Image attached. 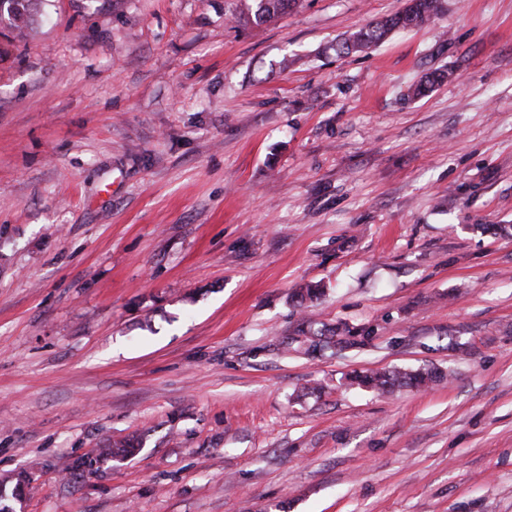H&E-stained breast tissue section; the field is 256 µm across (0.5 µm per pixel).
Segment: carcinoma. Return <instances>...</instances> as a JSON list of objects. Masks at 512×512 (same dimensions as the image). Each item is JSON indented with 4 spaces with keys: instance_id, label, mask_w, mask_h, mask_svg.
Here are the masks:
<instances>
[{
    "instance_id": "obj_1",
    "label": "carcinoma",
    "mask_w": 512,
    "mask_h": 512,
    "mask_svg": "<svg viewBox=\"0 0 512 512\" xmlns=\"http://www.w3.org/2000/svg\"><path fill=\"white\" fill-rule=\"evenodd\" d=\"M40 2L41 0H0V18L8 17L12 27L21 29L33 19ZM443 2L444 0H407L402 11L343 34L337 42V51L349 54L367 50L382 42L394 29L406 26L409 21L422 27L443 12ZM295 3L296 0H251V4L246 6L245 16L254 24L261 25L287 12ZM300 334L303 335V339L299 340L300 347L307 355L325 348L342 350L369 340V334L364 333L357 337L346 325H338L334 329L311 335L302 329ZM445 378L447 375L440 370H427L414 373L369 372L356 374L351 377V381L369 387L381 395H388L403 386L423 387ZM135 451L134 445L127 440L113 442L100 449L96 456L77 459L67 465L66 469L91 470L103 459L126 458Z\"/></svg>"
}]
</instances>
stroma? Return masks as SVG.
Segmentation results:
<instances>
[{
	"instance_id": "1",
	"label": "stroma",
	"mask_w": 512,
	"mask_h": 512,
	"mask_svg": "<svg viewBox=\"0 0 512 512\" xmlns=\"http://www.w3.org/2000/svg\"><path fill=\"white\" fill-rule=\"evenodd\" d=\"M244 3L0 23V481L32 474L17 512H512V0L350 54L406 0ZM340 322L369 341L287 346ZM246 6L245 14L249 21L256 25L267 23L285 13L296 3V0H251ZM445 378H447V375L443 371L427 370L414 373L369 372L356 374L350 379L353 382L371 388L381 395H388L403 386L412 385L423 387L430 383L444 380ZM137 448L130 441H119L110 443L107 448H100V451L95 457H82L75 460L71 464L66 466L67 470H80L88 469L92 470L94 465L100 463L103 459H118L126 458L132 455Z\"/></svg>"
}]
</instances>
